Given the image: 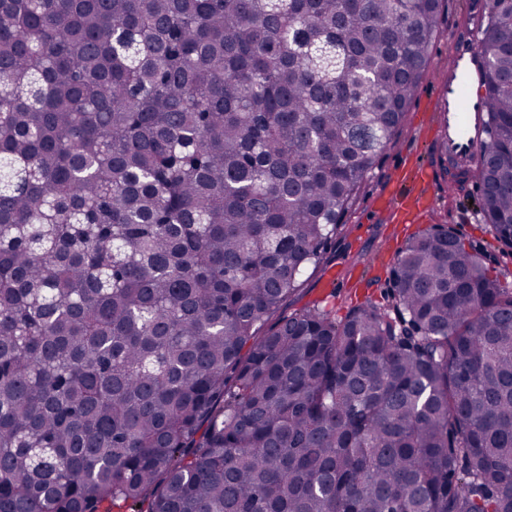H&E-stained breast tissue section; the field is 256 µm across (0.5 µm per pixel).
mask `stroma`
Returning <instances> with one entry per match:
<instances>
[{"label":"stroma","mask_w":512,"mask_h":512,"mask_svg":"<svg viewBox=\"0 0 512 512\" xmlns=\"http://www.w3.org/2000/svg\"><path fill=\"white\" fill-rule=\"evenodd\" d=\"M468 6L469 0H446L441 34L429 50V71L416 88L402 130L397 140L383 151L355 205L344 217L347 232L333 246L327 268L318 270L304 282L293 302L294 307L301 308L320 300L325 294L328 273L344 268L364 270L365 276L360 283L337 288V296L348 295L359 303L367 296L380 295L388 276V265L380 261V252L397 251L409 237L424 232L425 226L421 224L389 222L385 215L371 212L369 205L392 188L404 157L423 162L430 159L431 142L420 139L419 134L429 126L438 99L431 73L447 65L450 36L466 16ZM432 194L434 205L429 222L450 225L465 243L477 246L492 274L498 276L502 286L512 288V253L503 251L492 228L481 223L476 204L479 191L475 184H468L465 192L452 197L448 194L447 179L438 175L432 183Z\"/></svg>","instance_id":"35a3bbf8"}]
</instances>
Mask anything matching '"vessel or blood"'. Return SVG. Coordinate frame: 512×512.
<instances>
[{
    "label": "vessel or blood",
    "instance_id": "vessel-or-blood-1",
    "mask_svg": "<svg viewBox=\"0 0 512 512\" xmlns=\"http://www.w3.org/2000/svg\"><path fill=\"white\" fill-rule=\"evenodd\" d=\"M486 7V0H472L464 24L450 36L448 66L438 81L435 146L443 156L464 168L476 160L486 138L487 66L479 47ZM430 181L428 165L414 158L405 159L398 169L395 192L377 198L374 212H388L398 220L407 217L414 223L426 221L431 206Z\"/></svg>",
    "mask_w": 512,
    "mask_h": 512
}]
</instances>
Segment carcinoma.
<instances>
[{"mask_svg": "<svg viewBox=\"0 0 512 512\" xmlns=\"http://www.w3.org/2000/svg\"><path fill=\"white\" fill-rule=\"evenodd\" d=\"M444 0H0V512H512V289L452 229L290 309ZM466 179L512 249V0Z\"/></svg>", "mask_w": 512, "mask_h": 512, "instance_id": "cac0c4a2", "label": "carcinoma"}]
</instances>
